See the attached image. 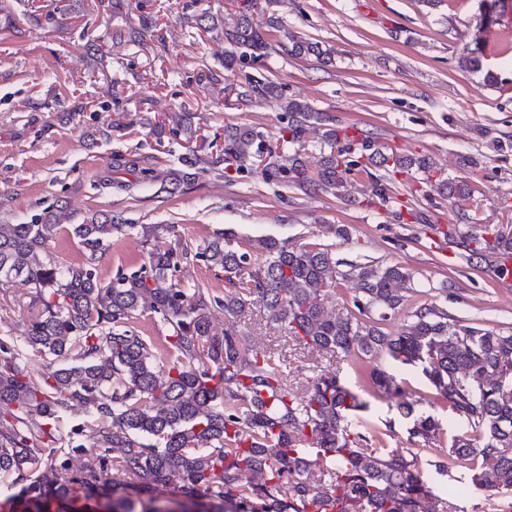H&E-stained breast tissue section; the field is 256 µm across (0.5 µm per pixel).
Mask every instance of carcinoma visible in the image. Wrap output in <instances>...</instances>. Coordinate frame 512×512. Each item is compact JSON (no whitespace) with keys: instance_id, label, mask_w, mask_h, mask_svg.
Here are the masks:
<instances>
[{"instance_id":"cac0c4a2","label":"carcinoma","mask_w":512,"mask_h":512,"mask_svg":"<svg viewBox=\"0 0 512 512\" xmlns=\"http://www.w3.org/2000/svg\"><path fill=\"white\" fill-rule=\"evenodd\" d=\"M255 5L244 0L233 23L224 24L227 71L271 49L268 30L278 29L279 19L270 14L265 27L255 25ZM510 9L512 0H483L484 25ZM290 52L319 61L333 55L296 37ZM485 52L480 30L463 44L464 66L483 71ZM484 80L498 84L490 70ZM278 93L275 81L250 78L238 96ZM282 110L289 137L227 126L224 159L238 171L260 166L268 178L288 173L338 199L348 197L350 178L366 170V160L388 174L375 184L385 200L390 184L414 168L454 206L470 198L466 181L434 180L427 159L385 153L374 138L349 135L305 101L288 98ZM315 124L325 127L324 160L311 174L298 146ZM126 228L106 220L66 228L42 220L0 224V289L21 281L37 306L19 337L0 342V473L20 481L11 512H96L100 503L110 512H446L422 478L419 449L372 446L376 437L362 418L369 403L341 372H317L298 392L275 352L248 346L233 325L212 333V310L237 318L253 305L305 350L333 352L348 365L383 357L418 371L434 392L429 404L463 429L449 433L417 410L423 398L407 394L385 369L371 371L370 386L408 420L411 438L448 444V456L460 463L448 474L456 494L512 492V333L460 324L433 304L387 331L388 312L407 302L405 268L351 264L343 271L327 248L270 237L241 250L230 229L194 253L224 272L222 298L203 284L173 281L188 250L177 252L157 226L146 234L147 259L104 279L98 263ZM63 230L82 247V262L66 265L47 252ZM348 281L356 284L354 310L331 311L334 290ZM145 313L168 327L162 355L133 326ZM30 353L61 365L36 372L27 364ZM80 409L88 420L71 427L67 447H38L58 442L60 423ZM75 454L78 468L70 464ZM109 467L117 475L112 481L103 477ZM160 485L182 499L155 494Z\"/></svg>"}]
</instances>
